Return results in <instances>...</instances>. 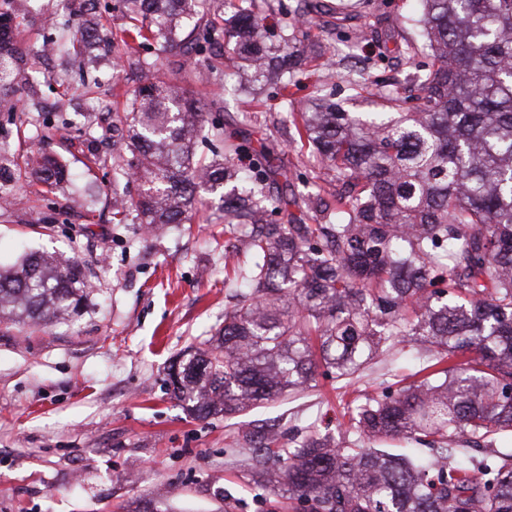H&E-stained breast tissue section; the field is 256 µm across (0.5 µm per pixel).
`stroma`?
I'll return each instance as SVG.
<instances>
[{"label": "stroma", "instance_id": "obj_1", "mask_svg": "<svg viewBox=\"0 0 512 512\" xmlns=\"http://www.w3.org/2000/svg\"><path fill=\"white\" fill-rule=\"evenodd\" d=\"M313 27H298L307 61L294 74L292 93L305 99L323 84L351 112L381 111L379 94L401 64L398 47L413 36L407 24L413 0H321ZM74 0H26L14 12L12 37L23 54L24 78L12 87L17 108L0 112V142L19 163L42 154L62 158L71 177L65 191L42 193L34 177H21L0 207V268L31 252L77 257L91 284L77 314L53 322L0 323V512H286L288 494L259 483L255 451L241 434L275 430L284 442L311 430L345 438L346 401L336 379L317 370L312 388L247 411L232 421L189 416L165 383L176 357L224 324L236 301L225 270L236 257L224 251L218 195L199 189L207 205L192 229L170 224L145 232L137 220L112 221V133L107 118L124 111L138 85L137 63L175 68L182 57L149 42L129 49L120 76L98 58L78 69L62 57H33L43 40L68 43L76 22ZM376 16L386 42L348 58L339 15ZM336 63L334 73L322 68ZM210 81L196 90L210 118L247 114L243 136L273 141L288 167L293 191L310 190L315 175L308 147L283 119L275 87L259 97L237 91L233 62L216 46ZM364 74L372 93L352 97L345 74ZM98 83L94 101L84 87ZM98 120L75 130L88 109ZM95 148L100 163L85 165Z\"/></svg>", "mask_w": 512, "mask_h": 512}]
</instances>
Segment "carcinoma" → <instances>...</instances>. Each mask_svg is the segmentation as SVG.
Instances as JSON below:
<instances>
[{
  "label": "carcinoma",
  "instance_id": "1",
  "mask_svg": "<svg viewBox=\"0 0 512 512\" xmlns=\"http://www.w3.org/2000/svg\"><path fill=\"white\" fill-rule=\"evenodd\" d=\"M84 2L72 39L89 44L103 36L100 0ZM418 2L410 21L425 43L409 40L400 53L425 50L431 63L381 92L388 112H349L319 88L295 111L303 50L290 36L266 47L256 7L222 30L198 18L185 35L195 0H122L129 23L110 38L114 48L160 41L193 61L195 78L213 70L214 44H231L246 83L278 85L333 199L320 210L321 194L288 193L275 148L238 139L237 116L210 121L186 76L158 78L153 63H139L142 84L112 127L121 130L117 176L138 171L144 190L125 198L112 186L118 223L189 224L206 186L221 193L224 233L245 256L233 278L249 294L224 312L215 344L170 366L167 382L191 414L259 408L311 386L320 365L347 386L371 364H396L406 347L423 373L358 398L346 446L317 431L289 448L275 435L257 441L259 455L285 456L278 473L258 471L260 482L287 489L307 512H512V463L493 448L512 438V0ZM16 61L0 40V88L19 75ZM201 136L224 155L198 157ZM244 154L248 169L237 164ZM32 175L49 193L70 182L53 158ZM275 212L286 222L272 223ZM86 291L76 258L29 254L0 270V318L57 320ZM396 438L435 453L380 448ZM474 446L491 448L476 465Z\"/></svg>",
  "mask_w": 512,
  "mask_h": 512
}]
</instances>
